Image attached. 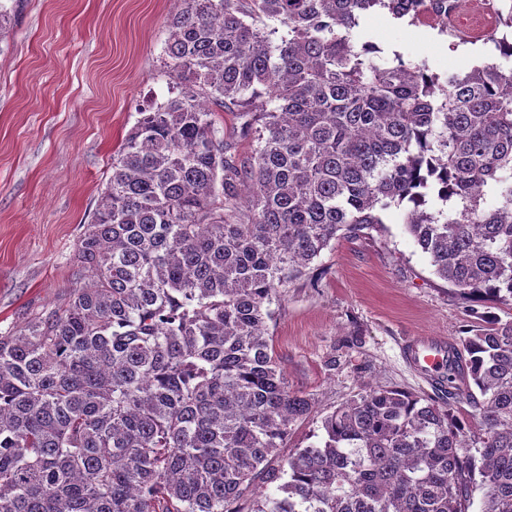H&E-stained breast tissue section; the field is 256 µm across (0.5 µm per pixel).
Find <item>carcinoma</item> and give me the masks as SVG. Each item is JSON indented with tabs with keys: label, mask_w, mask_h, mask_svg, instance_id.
Here are the masks:
<instances>
[{
	"label": "carcinoma",
	"mask_w": 512,
	"mask_h": 512,
	"mask_svg": "<svg viewBox=\"0 0 512 512\" xmlns=\"http://www.w3.org/2000/svg\"><path fill=\"white\" fill-rule=\"evenodd\" d=\"M499 58L444 78L370 41L456 0H175L152 100L112 155L64 302L0 336V512H512V321L449 346L445 398L369 388L280 458L313 403L270 306L404 208L435 274L512 302V0ZM245 119L231 152L221 113ZM465 400L480 434L444 404ZM275 484L276 493H265Z\"/></svg>",
	"instance_id": "1"
}]
</instances>
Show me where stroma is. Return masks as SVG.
<instances>
[{
  "instance_id": "35a3bbf8",
  "label": "stroma",
  "mask_w": 512,
  "mask_h": 512,
  "mask_svg": "<svg viewBox=\"0 0 512 512\" xmlns=\"http://www.w3.org/2000/svg\"><path fill=\"white\" fill-rule=\"evenodd\" d=\"M173 0H21L0 39V336L61 304L75 252L112 173L114 150L140 105L163 97L161 62ZM357 40L382 56L464 73L489 54L432 25L381 12ZM379 228L338 239L314 262L319 288L291 284L272 305L273 348L289 388L315 404L286 448L316 442L323 418L365 386L433 394L407 364L408 337L458 340L469 303L415 247L403 210Z\"/></svg>"
}]
</instances>
